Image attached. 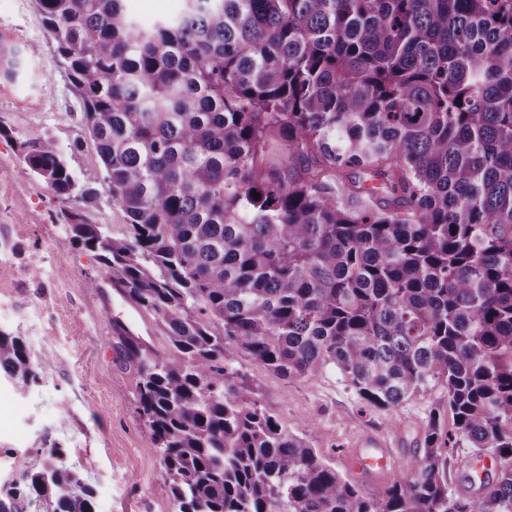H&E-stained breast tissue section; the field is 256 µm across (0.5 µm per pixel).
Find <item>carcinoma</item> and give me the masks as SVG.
<instances>
[{
  "mask_svg": "<svg viewBox=\"0 0 512 512\" xmlns=\"http://www.w3.org/2000/svg\"><path fill=\"white\" fill-rule=\"evenodd\" d=\"M95 143L81 188L49 136L16 141L79 209L71 240L151 317L127 341L175 512H512V0H38ZM260 198H255V194ZM242 350L284 377L337 367L369 405L442 384L420 463L368 493L262 408ZM0 370L35 380L0 331ZM454 448L494 460L448 488ZM49 452L13 498L95 512ZM130 13L144 24L162 18L177 17L183 8L184 0H126ZM78 205L98 223L109 224L115 234L123 231L122 216L119 211L112 210V201H108L105 195L94 199L80 200Z\"/></svg>",
  "mask_w": 512,
  "mask_h": 512,
  "instance_id": "carcinoma-1",
  "label": "carcinoma"
}]
</instances>
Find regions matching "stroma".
I'll use <instances>...</instances> for the list:
<instances>
[{
	"label": "stroma",
	"instance_id": "1",
	"mask_svg": "<svg viewBox=\"0 0 512 512\" xmlns=\"http://www.w3.org/2000/svg\"><path fill=\"white\" fill-rule=\"evenodd\" d=\"M35 38L40 56L28 78L0 82V331L22 337L36 380L0 372V500L9 498L22 472L41 468L50 450L73 465L94 493L95 512H172L168 476L137 410L136 374L124 340L160 346L152 320L130 305L92 253L76 246L58 214L53 189L18 161L15 140L53 137L80 183L99 186L103 172L90 163L94 144L79 120L73 94L35 0H0V30ZM99 278L96 288L87 287ZM235 365L262 407L288 431L306 439L342 475L353 441L365 432L397 431L387 473L357 477L362 491L415 467L433 404L446 403L435 386L396 409L365 404L340 371L289 379L245 352Z\"/></svg>",
	"mask_w": 512,
	"mask_h": 512
}]
</instances>
